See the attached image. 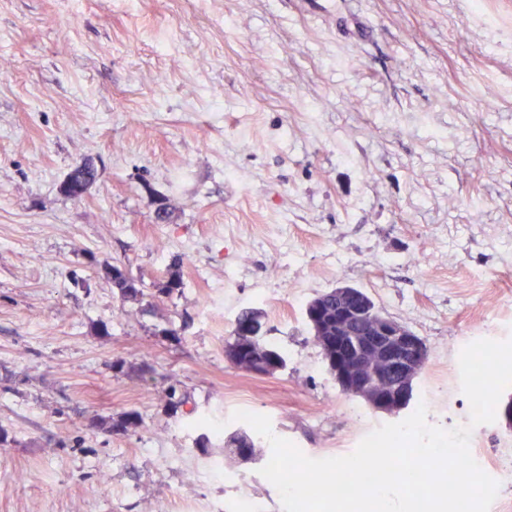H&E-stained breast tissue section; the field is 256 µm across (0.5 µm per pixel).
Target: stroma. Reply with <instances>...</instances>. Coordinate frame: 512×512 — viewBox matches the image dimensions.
Returning <instances> with one entry per match:
<instances>
[{
	"label": "stroma",
	"mask_w": 512,
	"mask_h": 512,
	"mask_svg": "<svg viewBox=\"0 0 512 512\" xmlns=\"http://www.w3.org/2000/svg\"><path fill=\"white\" fill-rule=\"evenodd\" d=\"M106 261L183 286L126 301ZM340 284L426 343L429 423L467 425L460 351L512 339V0H0V512H283L234 412L314 459L394 420L313 341ZM246 308L275 375L224 356ZM473 446L512 512L504 415ZM96 179L95 169L87 163L76 164L61 185V191L73 199L81 198L79 187L91 185ZM143 422L144 419L142 415L136 411H132L117 419L112 417L96 416L89 420V426L91 428L103 430L109 434H125L131 429L141 426ZM226 448L230 454L238 459H253L259 450L254 439L246 432H238L229 437Z\"/></svg>",
	"instance_id": "35a3bbf8"
}]
</instances>
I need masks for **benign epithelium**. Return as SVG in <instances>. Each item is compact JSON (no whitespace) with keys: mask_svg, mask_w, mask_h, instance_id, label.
<instances>
[{"mask_svg":"<svg viewBox=\"0 0 512 512\" xmlns=\"http://www.w3.org/2000/svg\"><path fill=\"white\" fill-rule=\"evenodd\" d=\"M336 298V353L347 361L333 365L337 384L378 412H397L411 398L424 369L425 342L371 308L360 288L339 285Z\"/></svg>","mask_w":512,"mask_h":512,"instance_id":"1","label":"benign epithelium"}]
</instances>
